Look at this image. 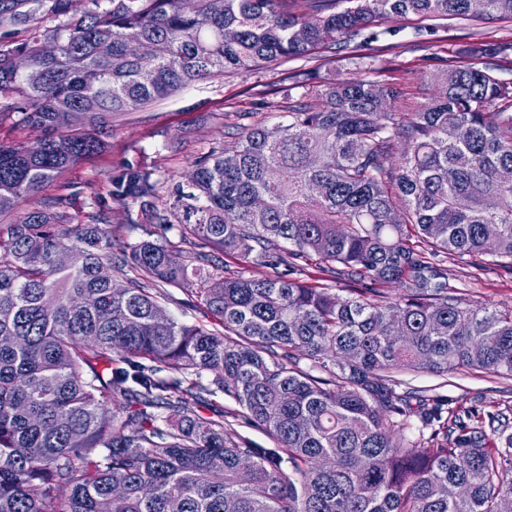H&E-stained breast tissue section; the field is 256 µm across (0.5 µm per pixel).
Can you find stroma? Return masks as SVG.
I'll return each instance as SVG.
<instances>
[{
  "mask_svg": "<svg viewBox=\"0 0 512 512\" xmlns=\"http://www.w3.org/2000/svg\"><path fill=\"white\" fill-rule=\"evenodd\" d=\"M391 36L379 42L370 64L356 66L348 60L345 43L324 49L306 59L271 64L253 72L227 73L191 84L173 95L112 117V132L103 151L78 164L62 180L50 184L45 196L62 193L65 184L90 187L100 195L112 189V176L129 161L155 170L159 201L172 204L176 186L186 184L196 158L212 148L233 145L238 113L249 122H278L274 107L287 77L309 82L322 90L343 80H371L395 87L397 103L416 108L428 98L426 73L463 65L458 50L485 42L508 45L507 54L492 59V75L512 81V22L500 20H450L447 27L410 15L388 19ZM448 281L467 302L512 306V274L494 265L479 268L469 256L448 260ZM412 387H442L444 394L474 401L479 412L512 409V380L471 371L455 375L448 386L425 372L406 377Z\"/></svg>",
  "mask_w": 512,
  "mask_h": 512,
  "instance_id": "35a3bbf8",
  "label": "stroma"
}]
</instances>
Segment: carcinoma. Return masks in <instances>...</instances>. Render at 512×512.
<instances>
[{"label":"carcinoma","instance_id":"carcinoma-1","mask_svg":"<svg viewBox=\"0 0 512 512\" xmlns=\"http://www.w3.org/2000/svg\"><path fill=\"white\" fill-rule=\"evenodd\" d=\"M40 2L0 0V21ZM72 2L0 46V112L40 131L0 142V214L39 200L0 224V337H21L0 343V512H498L512 499L507 414L462 418L398 375L512 378V308L464 302L447 265L468 254L512 271V82L488 63L501 46L425 76L432 97L412 112L373 81L289 84L283 120L197 158L169 208L136 162L110 197L87 194L82 224L69 208L84 189L40 194L103 150L115 113L338 37L362 65L393 16L512 21V0H302L299 14L286 0ZM115 203L178 226L179 242L114 251ZM223 254L258 273L224 275ZM315 259L348 295L306 280ZM170 287L208 324L159 319ZM220 394L233 406L204 415Z\"/></svg>","mask_w":512,"mask_h":512}]
</instances>
